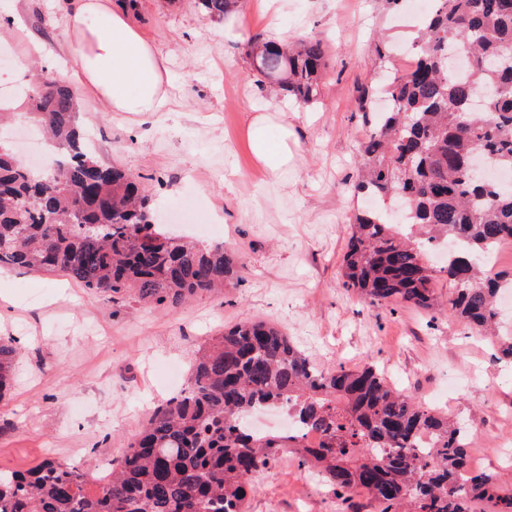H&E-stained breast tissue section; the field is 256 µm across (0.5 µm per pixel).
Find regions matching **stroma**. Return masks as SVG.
Segmentation results:
<instances>
[{
    "instance_id": "stroma-1",
    "label": "stroma",
    "mask_w": 512,
    "mask_h": 512,
    "mask_svg": "<svg viewBox=\"0 0 512 512\" xmlns=\"http://www.w3.org/2000/svg\"><path fill=\"white\" fill-rule=\"evenodd\" d=\"M76 0H0V50L13 65L0 86L29 97L26 35L46 56L61 53ZM133 21L168 60L176 103L160 116L103 111L82 97L79 125L102 164L124 169L151 193L164 230L240 253L245 269L220 294L172 308L131 296L105 303L60 275L0 272V337L21 353L14 385L0 401V469L46 458L74 464L119 458L149 412L174 398L169 364L189 369L192 351L238 323L265 319L313 362L356 368L374 363L389 383L422 404L470 424L471 468L512 484V365L447 310L403 303L372 306L338 275L348 224L366 208L357 194L356 156L368 135L356 89L383 68L412 64L422 14L386 0H239L240 38L211 21L198 0H135ZM318 39L329 53L320 98L277 101L251 69L256 35ZM288 115L287 165L269 174L247 143L252 108ZM248 512H326L295 457L276 456L258 477Z\"/></svg>"
}]
</instances>
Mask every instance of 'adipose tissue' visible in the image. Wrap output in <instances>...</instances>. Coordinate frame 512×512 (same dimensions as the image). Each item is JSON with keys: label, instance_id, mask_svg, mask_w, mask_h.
I'll return each instance as SVG.
<instances>
[{"label": "adipose tissue", "instance_id": "adipose-tissue-1", "mask_svg": "<svg viewBox=\"0 0 512 512\" xmlns=\"http://www.w3.org/2000/svg\"><path fill=\"white\" fill-rule=\"evenodd\" d=\"M65 53L77 82L106 111H169L171 94L165 57L128 12L113 9L112 0H79L67 21ZM251 150L268 171L288 162V122L264 110L249 119Z\"/></svg>", "mask_w": 512, "mask_h": 512}]
</instances>
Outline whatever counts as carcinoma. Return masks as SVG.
Returning a JSON list of instances; mask_svg holds the SVG:
<instances>
[{
    "label": "carcinoma",
    "instance_id": "obj_1",
    "mask_svg": "<svg viewBox=\"0 0 512 512\" xmlns=\"http://www.w3.org/2000/svg\"><path fill=\"white\" fill-rule=\"evenodd\" d=\"M235 3L200 0L216 21ZM460 47L466 68L451 71ZM414 50L411 68L388 77L392 108L380 121L373 91L357 90L372 131L360 146L356 191L405 208L399 221L384 207L356 214L340 279L372 306L431 310L439 274L453 288L448 316L488 336L499 294L512 289V274L488 264L512 238V186L475 177L469 165L476 152L486 166L512 170V0H434ZM249 57L274 88L303 105L319 99L328 60L321 41L281 52L256 37ZM36 82L32 118L58 153L36 173L0 143V271L61 273L108 303L129 294L171 307L240 277L238 253L155 224L146 189L86 147L72 89L50 71ZM439 243L452 248L436 271L425 258ZM16 358L0 339V400ZM260 406L295 411L324 442L308 448L245 433L237 420ZM424 435L433 440L427 458L416 449ZM469 447L466 425L400 393L375 366L319 369L277 326L249 320L193 352L188 392L152 411L107 476L54 458L0 470V512H247L257 476L280 448L379 512H475L478 502L485 512H512V486L472 473Z\"/></svg>",
    "mask_w": 512,
    "mask_h": 512
}]
</instances>
